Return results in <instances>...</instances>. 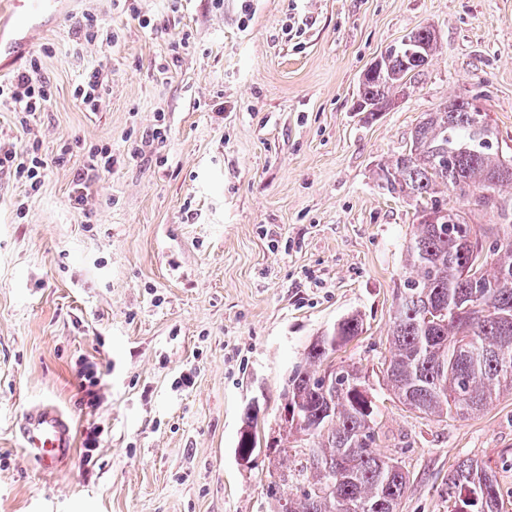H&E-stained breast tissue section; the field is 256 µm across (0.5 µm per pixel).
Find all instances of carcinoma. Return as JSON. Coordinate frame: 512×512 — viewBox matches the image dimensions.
Listing matches in <instances>:
<instances>
[{
  "label": "carcinoma",
  "instance_id": "carcinoma-1",
  "mask_svg": "<svg viewBox=\"0 0 512 512\" xmlns=\"http://www.w3.org/2000/svg\"><path fill=\"white\" fill-rule=\"evenodd\" d=\"M421 56L389 47L383 72L359 83L358 99L387 111L396 94L428 63L438 40L414 30ZM497 132L484 135L469 112L442 105L427 112L398 154L378 166L392 194L415 202L418 224L406 242L392 316L390 357L382 363L386 389L404 406L444 421L483 410L494 398L512 395V173L501 171ZM497 215L494 224H471L448 195ZM457 222L433 220L439 211ZM364 320L349 315L306 348L305 368L288 379L281 410L299 415L286 434L259 437L258 412L246 413L237 451L268 448L286 457L288 437L305 442L294 469L277 473L271 495L288 483L299 493L278 498L277 512H397L407 477L393 459L363 446L378 411L341 381L324 387L321 375L342 347L363 333ZM448 498L471 512H502L493 471L466 458L448 476Z\"/></svg>",
  "mask_w": 512,
  "mask_h": 512
}]
</instances>
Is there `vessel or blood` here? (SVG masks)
Segmentation results:
<instances>
[{"instance_id":"1","label":"vessel or blood","mask_w":512,"mask_h":512,"mask_svg":"<svg viewBox=\"0 0 512 512\" xmlns=\"http://www.w3.org/2000/svg\"><path fill=\"white\" fill-rule=\"evenodd\" d=\"M6 13L0 14V55L12 53L29 43L47 19L63 13L61 0H7ZM22 445L45 468H53L72 448V431L67 417L55 406L30 407L20 421Z\"/></svg>"}]
</instances>
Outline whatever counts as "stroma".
<instances>
[{
  "mask_svg": "<svg viewBox=\"0 0 512 512\" xmlns=\"http://www.w3.org/2000/svg\"><path fill=\"white\" fill-rule=\"evenodd\" d=\"M295 10L308 23L292 38ZM85 13L92 42L72 23ZM424 26L430 66L389 110L356 111L371 62ZM33 56L46 109L0 106V147L48 163L35 193L0 172V512H274L277 462L236 454L244 413L277 431L306 347L352 313L364 331L335 361L378 381L416 219L375 170L453 96H481L512 144V0H72L0 69ZM95 69L92 111L75 88ZM103 146L108 172L92 168ZM84 364L101 371L90 390ZM376 397L374 447L408 476L399 512H448L465 458L512 512V397L445 422ZM41 402L74 429L50 470L15 429Z\"/></svg>",
  "mask_w": 512,
  "mask_h": 512,
  "instance_id": "obj_1",
  "label": "stroma"
}]
</instances>
